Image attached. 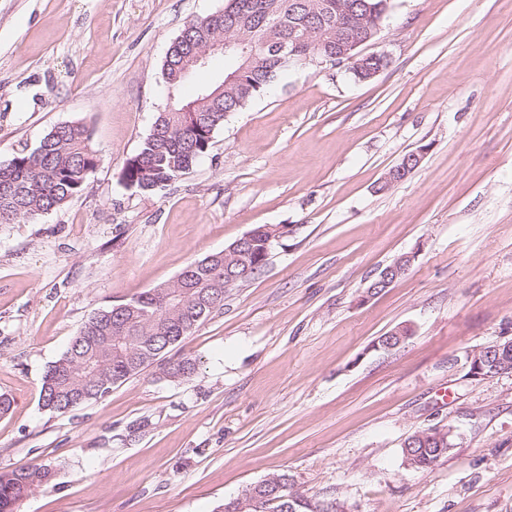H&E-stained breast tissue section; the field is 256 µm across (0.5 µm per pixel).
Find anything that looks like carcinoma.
<instances>
[{
    "label": "carcinoma",
    "instance_id": "cac0c4a2",
    "mask_svg": "<svg viewBox=\"0 0 512 512\" xmlns=\"http://www.w3.org/2000/svg\"><path fill=\"white\" fill-rule=\"evenodd\" d=\"M388 8V0H228L224 10L190 20L170 44L162 67L173 101L159 113L140 151L126 161L123 180L144 193L154 192L167 187L207 155L214 133L224 126V117L263 94L277 74L287 68L275 60L273 40L293 32L300 39L301 51L311 53L315 46L304 38V27L314 22L328 33L322 54H339L346 38L375 36ZM232 14L246 20L242 34L261 63L245 68L243 59L234 57L235 65L228 73L238 70L240 74L224 87L222 96L210 102L205 97L219 88L220 79L198 92L192 101L174 98V92L187 81L182 74L186 59L206 37L231 28ZM381 63V58L372 56L351 74L367 81ZM90 141L88 127L61 123L34 150L23 149L7 165L0 166V224L51 212L79 196L98 165ZM210 271L209 265L197 267L189 282L157 285L129 301L93 312L65 353L46 371L40 392L42 407L65 414L102 399L112 387L153 365L173 380L192 374L194 359L171 361L165 355L224 306V300L214 298ZM177 287L191 288L190 304L174 310L166 298ZM436 435L437 429L432 427L409 434L402 446L403 462L416 471L431 470L448 455L452 445V437L440 443ZM53 477V470L47 466L1 471L0 512H17L21 500ZM274 491L289 504L285 512H321L318 501L293 490L285 473L268 478L264 486L257 483L246 488L241 497L218 505L214 512H267L264 498Z\"/></svg>",
    "mask_w": 512,
    "mask_h": 512
}]
</instances>
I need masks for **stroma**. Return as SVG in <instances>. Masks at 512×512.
Listing matches in <instances>:
<instances>
[{
  "instance_id": "1",
  "label": "stroma",
  "mask_w": 512,
  "mask_h": 512,
  "mask_svg": "<svg viewBox=\"0 0 512 512\" xmlns=\"http://www.w3.org/2000/svg\"><path fill=\"white\" fill-rule=\"evenodd\" d=\"M226 4L0 0V165L66 122L99 158L73 201L0 224V470L55 472L17 512H213L282 472L344 512H512V373L466 367L512 338V0H391L363 47L388 56L378 76L288 68L176 182L127 187L169 102L170 43ZM260 225L286 229L267 265L170 353L196 359L190 378L153 366L66 414L41 407L94 310ZM401 325L411 336L378 347ZM432 426L453 448L407 467L405 438ZM424 153V148H420L403 155L384 177L385 186H390L398 182L397 180L400 176H404V178L410 176V174L419 167ZM414 255H402L400 256L399 258H397L386 270L385 272L382 274L381 278H380V282H376L380 276V274L382 273V271L384 270V268L380 271V273L378 274V276L371 282L370 286L367 288V291L370 290V287L372 288L370 291H369V294L372 295L373 294V291L374 289L373 288H377L379 287L380 285L384 284V283H387L389 280H393L395 281L397 278H399L400 276H402L408 269L409 267L411 266V263L414 259ZM376 282V283H375ZM375 283V285H374ZM379 292H375L373 295H376L378 294Z\"/></svg>"
}]
</instances>
